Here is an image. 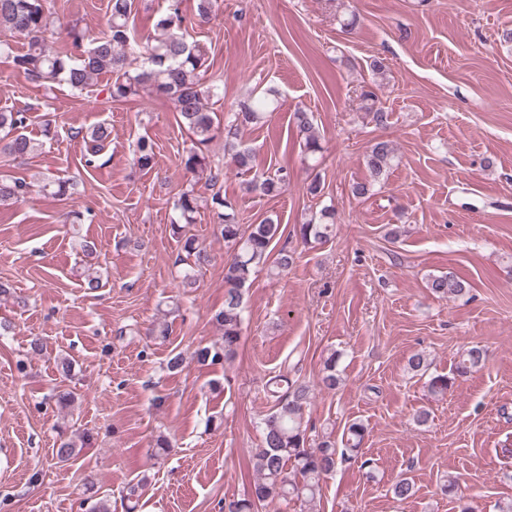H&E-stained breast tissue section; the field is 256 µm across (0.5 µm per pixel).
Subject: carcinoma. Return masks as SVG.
Here are the masks:
<instances>
[{"label":"carcinoma","instance_id":"carcinoma-1","mask_svg":"<svg viewBox=\"0 0 512 512\" xmlns=\"http://www.w3.org/2000/svg\"><path fill=\"white\" fill-rule=\"evenodd\" d=\"M215 0H198L194 14L183 8V0H165V7L155 22L162 38L156 43L140 44L134 35L135 0H108L107 29L91 37L75 22H62L53 17L48 0H0V32L19 35L27 40L28 48L20 54L12 53L9 43L0 42V54L12 55L14 68L29 81L50 87L64 83L71 89L83 91L98 76L109 74L112 82L107 87V100L124 102L141 92L170 100L174 105L177 123L192 138V146L182 158L183 168L190 174L209 171L207 182L215 186L222 170L209 168L205 149L217 134H224V151L229 164L240 175H252L246 189L262 196L276 197L288 186V170L279 168L274 174L256 172V151L242 143L240 132L246 127L266 122L274 99L265 94L238 103L237 109L225 121H220L206 99L211 88L205 81L206 49L186 39L187 29L209 22L214 13ZM57 37L65 46L55 48L49 39ZM296 127L304 136V151L316 154L322 151L320 137L313 115L302 109L293 113ZM27 123L24 111H1L0 131L5 132L4 152L15 159H24L38 153L43 143L36 142L23 130ZM111 132L104 125L92 129L89 135V158L93 162L105 148ZM134 163L149 171L154 166V143L144 137L137 139L133 149ZM396 159L391 142L377 140L367 152L366 162L373 177L386 173ZM75 183L70 179L46 178L38 184L41 192L62 199L72 194ZM31 192V185L17 179L0 178V203H17ZM199 196L195 189L182 191L175 204L179 220L172 223L173 234L182 233V224L195 223ZM210 212L216 217L224 244L231 250L224 264V308L215 313V321L224 331V344L203 347L196 352L197 360L207 365L231 361L238 349L242 333V311L245 291L250 287L258 269L268 267L278 274L288 270L295 261L294 253L283 247L274 250L273 243L280 234V225L270 218L258 224L243 226L236 221V202L219 191L209 200ZM334 212L321 210L320 222L300 224L294 234L305 244L327 242ZM186 265L182 283L191 285L196 272L209 263V255L192 237L184 240ZM427 288L439 297H458L467 292L469 284L452 272L431 275ZM487 351L472 346L456 362L452 375H434L426 381L428 392L435 397L448 393L456 378L463 377L482 366ZM338 356L329 354L323 362L320 384L334 390L340 384L336 373ZM273 400L269 413L260 421L262 445L255 449L252 460L258 474L257 481L244 498L224 500L222 512H258V508L274 501L288 504L293 500L312 502L322 491L325 478L346 464L358 460L367 434V425L354 420L345 426L341 443L325 436L314 442L307 436L304 413L311 399L308 385L286 376L268 384ZM78 455L71 440L60 441L53 449V457L68 463ZM395 499L405 501L415 495V485L401 478L391 488Z\"/></svg>","mask_w":512,"mask_h":512}]
</instances>
